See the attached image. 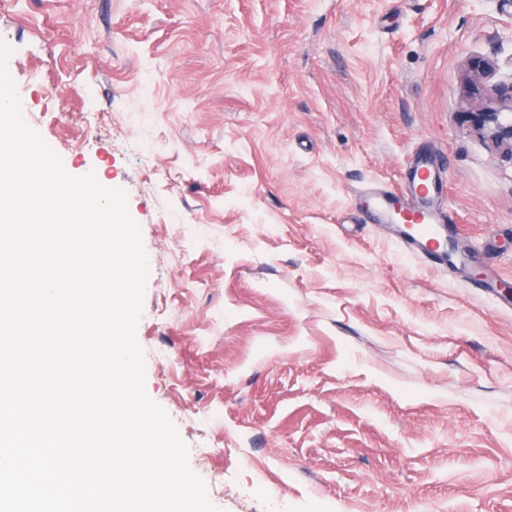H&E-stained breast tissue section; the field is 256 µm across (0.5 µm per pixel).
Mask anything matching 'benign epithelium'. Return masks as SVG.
<instances>
[{
	"instance_id": "7a95c632",
	"label": "benign epithelium",
	"mask_w": 512,
	"mask_h": 512,
	"mask_svg": "<svg viewBox=\"0 0 512 512\" xmlns=\"http://www.w3.org/2000/svg\"><path fill=\"white\" fill-rule=\"evenodd\" d=\"M497 62L485 59L469 68L464 94L475 103L471 129L502 155L512 158V83H490Z\"/></svg>"
}]
</instances>
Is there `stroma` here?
Returning a JSON list of instances; mask_svg holds the SVG:
<instances>
[{
    "label": "stroma",
    "mask_w": 512,
    "mask_h": 512,
    "mask_svg": "<svg viewBox=\"0 0 512 512\" xmlns=\"http://www.w3.org/2000/svg\"><path fill=\"white\" fill-rule=\"evenodd\" d=\"M0 43L127 194L146 392L218 512H512V159L462 93L512 81V0H0ZM418 154L461 266L363 214Z\"/></svg>",
    "instance_id": "35a3bbf8"
}]
</instances>
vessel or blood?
Segmentation results:
<instances>
[{"instance_id": "1", "label": "vessel or blood", "mask_w": 512, "mask_h": 512, "mask_svg": "<svg viewBox=\"0 0 512 512\" xmlns=\"http://www.w3.org/2000/svg\"><path fill=\"white\" fill-rule=\"evenodd\" d=\"M442 182L432 159L414 157L408 163L403 197H396L391 191L375 192L368 197L373 223L396 224L401 215H408L410 224L401 233L404 246L441 265L447 261L448 237L455 221L454 214L437 202Z\"/></svg>"}]
</instances>
